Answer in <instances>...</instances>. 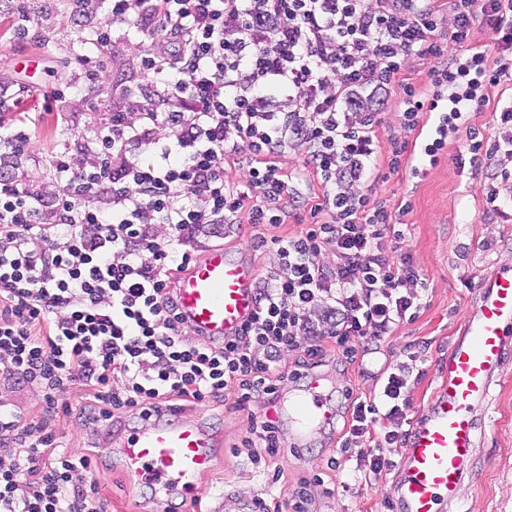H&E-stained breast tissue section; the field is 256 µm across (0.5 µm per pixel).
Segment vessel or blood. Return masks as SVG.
Masks as SVG:
<instances>
[{
    "label": "vessel or blood",
    "mask_w": 512,
    "mask_h": 512,
    "mask_svg": "<svg viewBox=\"0 0 512 512\" xmlns=\"http://www.w3.org/2000/svg\"><path fill=\"white\" fill-rule=\"evenodd\" d=\"M257 271L224 246L210 248L180 273L175 294L182 326L198 339L217 342L235 335L255 310ZM512 346V269L494 271L475 288L459 336L448 350L446 378L417 413L395 476L398 512H440L456 505L478 446V409L488 407L492 386ZM334 382L316 375L289 393L279 413L294 447L304 448L336 415ZM150 422L124 436V470L155 492L192 497L216 459L215 440L200 421L153 411Z\"/></svg>",
    "instance_id": "1"
}]
</instances>
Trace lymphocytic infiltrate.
Returning <instances> with one entry per match:
<instances>
[{"instance_id":"f902f5d3","label":"lymphocytic infiltrate","mask_w":512,"mask_h":512,"mask_svg":"<svg viewBox=\"0 0 512 512\" xmlns=\"http://www.w3.org/2000/svg\"><path fill=\"white\" fill-rule=\"evenodd\" d=\"M117 27L147 37L150 89L99 124L92 165L55 154L64 189L48 197L0 163V360L54 411L71 413L64 395L82 382L95 421L115 425L128 411L226 392L241 406L260 402L243 446L265 463L283 446L266 411L287 384L318 372L331 349L337 365L354 362L420 309L421 276L396 246L410 205L375 196L369 180L381 165L408 173L410 138L439 87L455 119L512 81V0H109L88 35L104 50ZM483 28L492 58L463 62ZM416 61L428 66L418 83L407 75ZM493 124V137L469 125L448 141L489 169L483 190L503 218L511 98L498 100ZM289 154L297 166L284 167ZM102 194L111 208L97 204ZM300 210L306 227L270 241L281 270L259 278L242 332L189 340L174 286L198 259L196 232L279 225ZM51 233L63 243L35 247ZM409 391L400 363L374 396L337 397L340 454L327 468L352 460L368 479L389 470L386 448L408 435ZM41 429L30 440L21 412L0 405V512H102L92 459L45 456L56 434Z\"/></svg>"}]
</instances>
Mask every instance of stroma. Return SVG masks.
I'll list each match as a JSON object with an SVG mask.
<instances>
[{"label":"stroma","mask_w":512,"mask_h":512,"mask_svg":"<svg viewBox=\"0 0 512 512\" xmlns=\"http://www.w3.org/2000/svg\"><path fill=\"white\" fill-rule=\"evenodd\" d=\"M107 10L106 0H91L87 15L76 19L69 0H0V104L8 108L17 103L40 114V121L29 130L32 146L18 167L48 194L62 191L51 165L53 155L66 150L81 161L93 159L101 115L91 111V103H101L108 110L126 106L146 84L139 69L141 46L136 32L115 30V48L104 55L95 46H81L87 29L104 21ZM18 23L29 28L27 40L14 39L12 27ZM80 52L102 57L103 73L95 85L85 86L74 64ZM59 89L64 97H56ZM455 155V149H447L427 178L415 185L399 176L374 174L377 196L412 205L399 251L410 256L425 283L421 309L413 321L382 337L377 353L366 355L362 363L341 373L331 359L323 368L337 385L367 395L377 390L380 369L397 362L408 364L414 377L409 393L413 414L427 406L445 378L442 364L459 333L473 288L494 270L512 268V222L488 220L490 206L482 192L485 169L457 165ZM302 227L294 217L279 226L223 225L214 233L199 231L193 247L202 254L215 244L233 246L262 274L275 266L276 258L268 251H254L252 241L292 235ZM5 374L0 368V402L14 405L31 425L51 419L62 449L93 458V477L106 512H160L162 496H148L144 487L134 485L122 474L116 455L121 437L128 429L142 426L141 418L125 415L118 428L108 422H89L86 415L96 403L88 389L77 383L66 395L73 415L52 419L38 389L17 388ZM184 415L207 421L219 461L212 474L198 481L194 498L186 503L188 512H243L244 504L257 497L283 502L303 477L310 480L313 512H381L383 499L394 495L392 473L367 485L357 479L352 467L327 470L334 441L325 434L308 448L284 451L272 460L271 470L258 468L241 446L248 413L237 407L234 394L189 406ZM478 436L472 472L458 489V508L460 512H512V356L499 372ZM276 467L282 478L275 483L271 471ZM317 473L322 482H313ZM329 484L336 487L330 494L325 491Z\"/></svg>","instance_id":"obj_1"}]
</instances>
